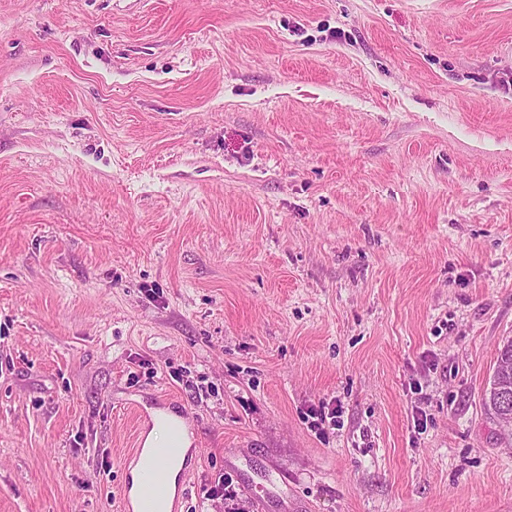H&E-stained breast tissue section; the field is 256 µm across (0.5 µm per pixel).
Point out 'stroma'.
Here are the masks:
<instances>
[{
    "label": "stroma",
    "mask_w": 512,
    "mask_h": 512,
    "mask_svg": "<svg viewBox=\"0 0 512 512\" xmlns=\"http://www.w3.org/2000/svg\"><path fill=\"white\" fill-rule=\"evenodd\" d=\"M509 339L512 0H0V512H512ZM150 429L145 434L143 448L139 444L132 448L131 453L124 463V469L128 460L138 459L142 452L141 461L133 470V487L131 494V483L125 482L122 487L120 502L121 511H138L139 491L138 477L139 470L148 461L151 451V464L146 465L141 471L140 481L143 484L139 512H159L156 508L158 501L165 500L160 506V511L169 512L172 500L177 492L178 477L184 468L187 453L192 445V439L182 424L179 415L169 409H155L150 412ZM174 443L177 448L175 455L167 466V485L165 481L164 466L169 457L174 453L175 448H158L163 445ZM152 448V450H151ZM132 498V507L130 501ZM167 495V496H166Z\"/></svg>",
    "instance_id": "stroma-1"
}]
</instances>
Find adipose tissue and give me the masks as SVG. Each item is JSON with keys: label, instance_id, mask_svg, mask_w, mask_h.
I'll use <instances>...</instances> for the list:
<instances>
[{"label": "adipose tissue", "instance_id": "1", "mask_svg": "<svg viewBox=\"0 0 512 512\" xmlns=\"http://www.w3.org/2000/svg\"><path fill=\"white\" fill-rule=\"evenodd\" d=\"M151 425L144 440V448H158L167 444H175L176 453L167 466L168 498L160 506L161 512H169L178 485V477L185 465L187 453L192 445V439L184 428L178 414L167 409H155L150 413Z\"/></svg>", "mask_w": 512, "mask_h": 512}]
</instances>
